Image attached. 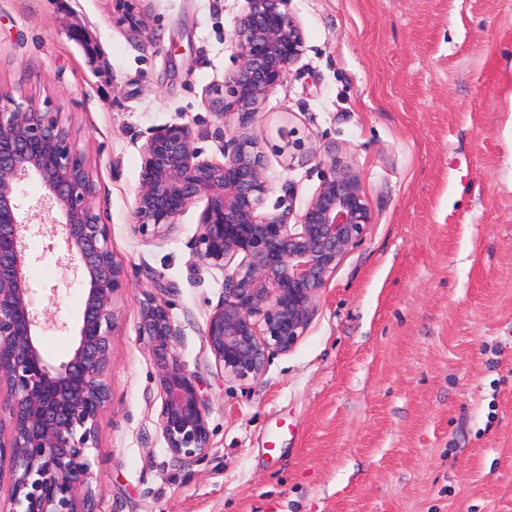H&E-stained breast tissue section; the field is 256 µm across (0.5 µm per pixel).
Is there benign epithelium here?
I'll use <instances>...</instances> for the list:
<instances>
[{
  "label": "benign epithelium",
  "instance_id": "benign-epithelium-1",
  "mask_svg": "<svg viewBox=\"0 0 512 512\" xmlns=\"http://www.w3.org/2000/svg\"><path fill=\"white\" fill-rule=\"evenodd\" d=\"M122 3L118 21L144 26L137 0ZM238 69L227 81L231 101H217L247 124L266 96L303 54L300 22L288 0H246L236 20ZM322 180L293 224L258 213L271 186L256 143L234 134L220 159H202L189 123L153 129L133 211L140 236L161 237L192 204L205 203L195 240L204 265L224 270V295L206 323L204 339L224 375L244 381L265 371L272 353L290 352L304 336L336 267L372 223L356 174L326 163ZM38 179L44 194L23 209L21 185ZM95 186L69 130L32 100L17 102L0 88V463L8 461L7 512H96L87 450L109 401L104 374L111 359L114 301L125 272L110 249V225L92 206ZM61 239L59 265L84 279L87 297L77 346L59 364L38 348V331L60 320L34 308L27 274V238L45 230ZM138 336L157 368L162 396L158 427L168 452L192 461L210 448L208 411L197 376L176 354V329L164 301L153 296L140 310Z\"/></svg>",
  "mask_w": 512,
  "mask_h": 512
}]
</instances>
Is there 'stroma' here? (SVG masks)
I'll list each match as a JSON object with an SVG mask.
<instances>
[{
  "instance_id": "35a3bbf8",
  "label": "stroma",
  "mask_w": 512,
  "mask_h": 512,
  "mask_svg": "<svg viewBox=\"0 0 512 512\" xmlns=\"http://www.w3.org/2000/svg\"><path fill=\"white\" fill-rule=\"evenodd\" d=\"M0 0V88L50 105L95 185L126 287L110 400L88 451L98 512H512V0H288L305 48L257 115L219 120L245 0ZM191 124L203 158L240 130L265 157L264 216L301 211L320 156L352 167L373 222L298 345L228 378L203 331L224 292L200 264L194 204L142 239L133 208L151 129ZM297 131L303 149L277 130ZM29 270L62 319L85 301L46 237ZM209 409L211 446L174 458L137 328L154 281Z\"/></svg>"
}]
</instances>
